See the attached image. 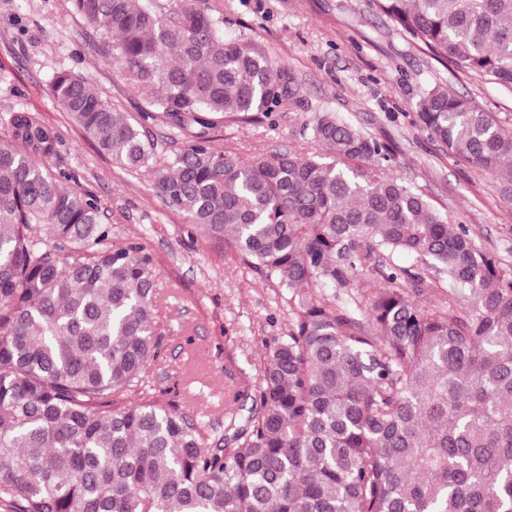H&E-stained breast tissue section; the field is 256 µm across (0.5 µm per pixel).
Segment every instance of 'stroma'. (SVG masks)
<instances>
[{"instance_id": "stroma-1", "label": "stroma", "mask_w": 512, "mask_h": 512, "mask_svg": "<svg viewBox=\"0 0 512 512\" xmlns=\"http://www.w3.org/2000/svg\"><path fill=\"white\" fill-rule=\"evenodd\" d=\"M224 15V33L258 42L284 63L292 81L282 103L252 123L225 122L214 145L246 161L289 148L308 153L306 129L324 112L392 150V171L447 216L469 227L478 246L512 263V184L449 157L422 126L416 104L438 83L473 98L512 129V91L444 66L376 13L371 0H208ZM90 35L69 0H0V136L9 111L27 109L60 136L53 172L94 196L110 243L138 245L155 271L161 350L142 390L194 415L209 441L228 422L246 428L267 352L285 338L294 314L283 288L225 250L156 193L153 175L129 171L101 154L74 117L51 96L53 74L91 79L113 109L138 115L145 102L90 48ZM396 264L425 274L418 303L448 308V280L404 254Z\"/></svg>"}]
</instances>
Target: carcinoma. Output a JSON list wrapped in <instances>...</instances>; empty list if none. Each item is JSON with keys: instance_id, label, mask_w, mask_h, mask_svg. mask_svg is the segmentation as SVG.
<instances>
[{"instance_id": "carcinoma-1", "label": "carcinoma", "mask_w": 512, "mask_h": 512, "mask_svg": "<svg viewBox=\"0 0 512 512\" xmlns=\"http://www.w3.org/2000/svg\"><path fill=\"white\" fill-rule=\"evenodd\" d=\"M94 51L146 108L112 109L86 78L50 93L98 150L150 168L146 124L184 137L154 188L284 288L295 313L269 349L235 448L147 397L158 356L152 261L110 247L97 200L47 163L59 135L27 110L0 139V507L4 512H512V265L476 245L385 165L388 145L332 112L314 151L250 163L212 144L224 120L281 104L288 70L224 36L204 0H70ZM441 63L512 90V0H372ZM448 154L512 182V130L436 84L417 103ZM395 253L448 275L421 308ZM384 281L357 314L362 273ZM333 289L332 296L321 292Z\"/></svg>"}]
</instances>
